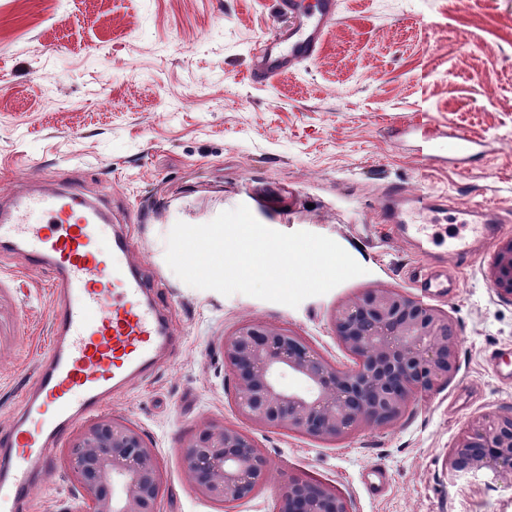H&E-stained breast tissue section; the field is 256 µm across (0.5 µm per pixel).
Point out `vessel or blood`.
<instances>
[{
	"label": "vessel or blood",
	"instance_id": "1",
	"mask_svg": "<svg viewBox=\"0 0 512 512\" xmlns=\"http://www.w3.org/2000/svg\"><path fill=\"white\" fill-rule=\"evenodd\" d=\"M337 0H320L319 11L291 28H274L253 48L251 78L264 83L319 54L325 30L337 15ZM412 132L420 154L434 159L438 147L426 121ZM385 206L406 205L414 221L391 225L392 236H409L411 282L423 297L443 296L448 272L433 256L429 226L439 206L428 195L391 188ZM495 225L483 224L475 241L457 240L449 254L471 256L490 245ZM111 234V251L99 240ZM129 237L86 193L28 182L25 191L0 203V249H19L51 273L56 300L50 337L33 385L25 389L12 424L0 431V512H23L36 488L57 469L56 442L78 418L94 414L113 395L157 372L180 338L160 299L158 279L125 261Z\"/></svg>",
	"mask_w": 512,
	"mask_h": 512
}]
</instances>
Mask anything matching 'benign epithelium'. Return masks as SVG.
I'll list each match as a JSON object with an SVG mask.
<instances>
[{"mask_svg": "<svg viewBox=\"0 0 512 512\" xmlns=\"http://www.w3.org/2000/svg\"><path fill=\"white\" fill-rule=\"evenodd\" d=\"M486 277L512 298V237L501 241ZM331 324L358 367L344 371L284 327L242 320L221 338L238 415L250 427L286 428L323 440L397 424L414 397L448 381L458 368V337L449 316L391 288H370L339 304ZM186 473L203 498L228 505L251 497L269 474L268 458L248 430L202 422L183 444ZM70 478L87 510L156 512L165 489L157 450L139 428L100 416L76 432ZM448 472L487 471L512 483V414L480 415L448 449ZM276 512H350L333 485L294 478Z\"/></svg>", "mask_w": 512, "mask_h": 512, "instance_id": "7a95c632", "label": "benign epithelium"}]
</instances>
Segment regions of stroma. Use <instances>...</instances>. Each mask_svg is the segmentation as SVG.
<instances>
[{
    "mask_svg": "<svg viewBox=\"0 0 512 512\" xmlns=\"http://www.w3.org/2000/svg\"><path fill=\"white\" fill-rule=\"evenodd\" d=\"M316 59L257 87L252 48L282 21L277 0H0V189L34 178L105 199L128 229L127 264L161 279L181 343L148 382L106 414L137 425L158 452L157 512H275L289 477L335 485L351 512H512V484L455 478L445 459L466 423L512 414V380L488 356L512 347V300L486 278L494 253L450 260L454 286L431 305L458 333V370L419 392L388 430L338 442L253 430L267 482L230 508L199 496L181 445L205 419L239 424L220 340L242 320L303 336L342 369L357 360L329 320L340 301L384 286L416 296L409 243L388 235V189L432 194L441 227L480 210L512 237V0H338ZM431 119L477 141L465 159L424 160L403 128ZM247 206L264 226L331 238L365 269L298 307L184 283L165 260L177 222L201 225ZM50 273L0 250V431L21 405L46 344ZM389 485L371 496V468ZM59 472L31 512H72Z\"/></svg>",
    "mask_w": 512,
    "mask_h": 512,
    "instance_id": "35a3bbf8",
    "label": "stroma"
}]
</instances>
